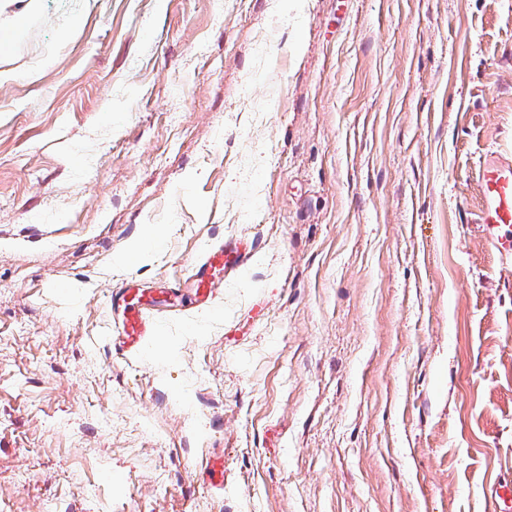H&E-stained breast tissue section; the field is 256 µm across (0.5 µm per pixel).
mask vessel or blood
<instances>
[{
  "instance_id": "obj_1",
  "label": "vessel or blood",
  "mask_w": 512,
  "mask_h": 512,
  "mask_svg": "<svg viewBox=\"0 0 512 512\" xmlns=\"http://www.w3.org/2000/svg\"><path fill=\"white\" fill-rule=\"evenodd\" d=\"M480 208L477 222L484 241L500 258L512 259V152L493 151L480 169ZM251 243L232 239L210 246L194 267L192 286L198 297L211 300L214 289L227 275L245 271L252 257ZM112 312L122 354L136 352L155 331L152 307L128 302L116 293ZM491 512H512V481L489 484L484 490Z\"/></svg>"
}]
</instances>
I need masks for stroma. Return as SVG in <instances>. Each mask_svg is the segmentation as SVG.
I'll return each instance as SVG.
<instances>
[{
  "mask_svg": "<svg viewBox=\"0 0 512 512\" xmlns=\"http://www.w3.org/2000/svg\"><path fill=\"white\" fill-rule=\"evenodd\" d=\"M38 6L0 82V512H489L512 0ZM240 238L201 306L194 262ZM126 284L157 313L125 356ZM478 175L481 236L502 260L512 259V152L488 153Z\"/></svg>",
  "mask_w": 512,
  "mask_h": 512,
  "instance_id": "obj_1",
  "label": "stroma"
}]
</instances>
